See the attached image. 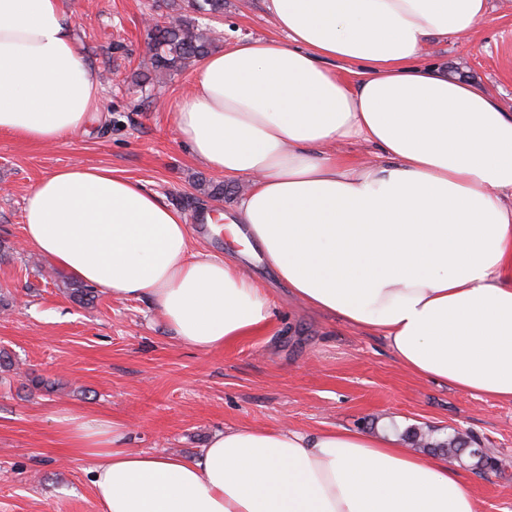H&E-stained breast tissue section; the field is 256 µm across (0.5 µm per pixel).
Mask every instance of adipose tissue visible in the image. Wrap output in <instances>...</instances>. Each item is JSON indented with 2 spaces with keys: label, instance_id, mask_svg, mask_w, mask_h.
<instances>
[{
  "label": "adipose tissue",
  "instance_id": "ef3b65f1",
  "mask_svg": "<svg viewBox=\"0 0 512 512\" xmlns=\"http://www.w3.org/2000/svg\"><path fill=\"white\" fill-rule=\"evenodd\" d=\"M277 39L203 59L174 126L250 188L224 222L305 306L380 332L411 373L512 402V111L423 59L476 33L489 0H267ZM99 80L63 0H0V132L57 142L86 126ZM358 138L377 162L346 158ZM24 236L57 270L148 301L182 344L222 348L264 324L266 289L194 251L184 214L99 167L30 191ZM89 461L100 512H476L442 457L336 428H229L184 457L127 448L123 423L52 418Z\"/></svg>",
  "mask_w": 512,
  "mask_h": 512
}]
</instances>
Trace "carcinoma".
Returning a JSON list of instances; mask_svg holds the SVG:
<instances>
[{"instance_id": "1", "label": "carcinoma", "mask_w": 512, "mask_h": 512, "mask_svg": "<svg viewBox=\"0 0 512 512\" xmlns=\"http://www.w3.org/2000/svg\"><path fill=\"white\" fill-rule=\"evenodd\" d=\"M189 5H170L173 21L158 26L149 34L151 65L160 74L181 72L217 48L218 38L211 29L199 23V16L216 17L224 14V0H187ZM403 440L411 446H422L434 454H442L456 462L464 457L474 460L477 468L495 469L499 462L487 452L475 448V441L458 432L439 437L418 428L403 433Z\"/></svg>"}]
</instances>
